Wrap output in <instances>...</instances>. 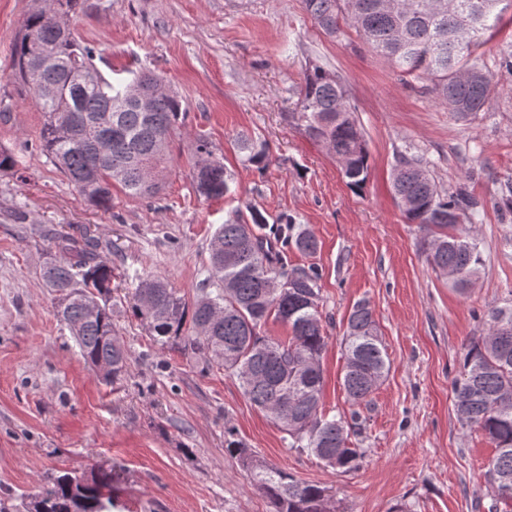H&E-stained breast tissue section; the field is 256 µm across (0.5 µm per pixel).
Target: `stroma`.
<instances>
[{"label":"stroma","instance_id":"35a3bbf8","mask_svg":"<svg viewBox=\"0 0 512 512\" xmlns=\"http://www.w3.org/2000/svg\"><path fill=\"white\" fill-rule=\"evenodd\" d=\"M34 0H0V499L20 503L49 479L112 472L107 512H273L249 471L224 450L235 428L268 465L336 494L341 512H487L486 465L495 447L460 422L452 382L465 345L488 315L512 309V10L471 61L492 78L484 109L449 111L430 81L404 75L350 24L327 35L303 0H79L65 21L106 78L130 83L160 73L186 109L160 177L159 196L112 189L110 209L88 202L39 149L43 116L11 77L12 52ZM313 65L345 84L370 154L362 192L309 140L295 117ZM270 147L265 171L243 166L236 136ZM205 139L235 177L230 195L201 196L194 144ZM426 162L442 193L463 191L479 209L468 221L482 264L461 292L428 264L426 231L407 223L392 191L401 157ZM287 214L318 250L291 253L318 266L328 321L322 410L347 415L341 376L348 314L367 300L390 371L357 407L364 459L342 473L290 448L284 433L222 368L160 347L128 308L134 275H159L186 302L208 277L209 243L230 217ZM87 229L111 262L112 322L129 354L117 385L80 357L57 319V296L40 268L57 233Z\"/></svg>","mask_w":512,"mask_h":512}]
</instances>
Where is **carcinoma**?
<instances>
[{
	"instance_id": "1",
	"label": "carcinoma",
	"mask_w": 512,
	"mask_h": 512,
	"mask_svg": "<svg viewBox=\"0 0 512 512\" xmlns=\"http://www.w3.org/2000/svg\"><path fill=\"white\" fill-rule=\"evenodd\" d=\"M436 0H304L305 8L328 35L340 33V16L377 53L404 74L427 79L441 102L462 112H479L487 103L492 80H469V57L481 35L499 18L497 5L512 0H456L475 15L471 28L456 12ZM39 6L25 17L13 51L12 78L30 91L44 116L40 150L90 202L109 208L112 185L129 195L149 199L162 190L156 171L168 159L170 138L184 112L182 100L157 90L154 108L142 112L123 100L125 87L106 80L92 63V51L71 34L65 36ZM296 116L305 135L325 146L341 165L347 185L360 191L369 173V152L343 83L320 67L304 74L297 91ZM242 162L266 170L271 156L266 144L237 136ZM194 152L206 169L195 178L198 192L221 198L231 191L232 174L208 143L198 140ZM392 189L408 223L436 232L427 242L426 259L441 272L454 269L463 291L481 263L467 228L448 217L465 216L477 202L463 193L443 194L419 160L402 159ZM55 253L42 268L45 286L60 296L59 320L70 330L84 361L112 385L124 379L128 351L112 323V265L98 259V239L85 231L53 240ZM315 236L281 217L271 223L255 211L250 220L228 219L213 235L209 251L214 287L202 289L186 304L156 275L135 276L129 308L161 347L182 342V348L236 377L248 400L288 436V445L315 455L343 473L360 468L364 451L352 438L362 433L361 415L326 416L321 412L327 347L320 311L321 273L317 266L293 265L288 252L312 255ZM276 278L286 288L273 294L266 281ZM274 319L288 325L291 336L281 342L261 335L262 324ZM194 335H181L186 321ZM345 364L342 385L356 405L367 400L390 370V361L369 302L350 311L343 336ZM460 421L480 429L494 443L495 456L486 477L494 489L488 512H512V316L490 314L485 335L467 346L461 374L453 382ZM225 450L253 476L274 512H336L328 489L296 480L272 467L240 439L224 430ZM112 494V471L99 469L84 479L58 475L30 496L26 512H104Z\"/></svg>"
}]
</instances>
